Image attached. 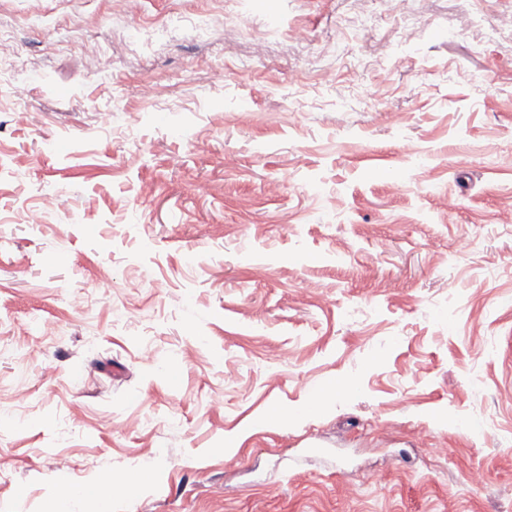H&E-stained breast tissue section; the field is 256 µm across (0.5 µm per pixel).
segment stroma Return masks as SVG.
I'll return each instance as SVG.
<instances>
[{
	"instance_id": "obj_1",
	"label": "stroma",
	"mask_w": 512,
	"mask_h": 512,
	"mask_svg": "<svg viewBox=\"0 0 512 512\" xmlns=\"http://www.w3.org/2000/svg\"><path fill=\"white\" fill-rule=\"evenodd\" d=\"M375 8L0 0V512H512V0ZM317 395L312 399L309 395L305 402L293 408H279L272 420L288 424V422H299L304 420L311 410L323 403L331 393L336 392V384L319 388ZM150 469L146 463H139L119 479L112 476L100 477L94 482L81 485L80 488L72 486L71 492L77 495L74 498L69 494V486H63L54 491L44 502L40 512H112V490L119 486L123 493H135L143 481V476Z\"/></svg>"
}]
</instances>
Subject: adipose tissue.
<instances>
[{
    "instance_id": "ef3b65f1",
    "label": "adipose tissue",
    "mask_w": 512,
    "mask_h": 512,
    "mask_svg": "<svg viewBox=\"0 0 512 512\" xmlns=\"http://www.w3.org/2000/svg\"><path fill=\"white\" fill-rule=\"evenodd\" d=\"M148 469V464L141 463L121 477L98 478L83 484L81 493L75 496L70 495L67 488H59L45 500L40 512H112L113 489L135 493Z\"/></svg>"
}]
</instances>
